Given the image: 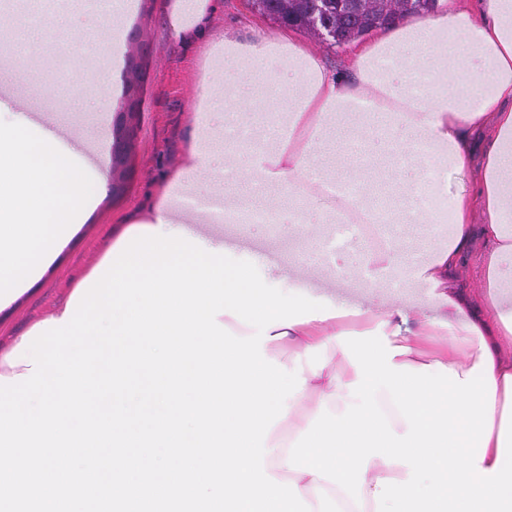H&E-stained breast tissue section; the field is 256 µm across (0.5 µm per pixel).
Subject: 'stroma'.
<instances>
[{
    "instance_id": "35a3bbf8",
    "label": "stroma",
    "mask_w": 512,
    "mask_h": 512,
    "mask_svg": "<svg viewBox=\"0 0 512 512\" xmlns=\"http://www.w3.org/2000/svg\"><path fill=\"white\" fill-rule=\"evenodd\" d=\"M209 37L176 41L170 31L172 0H137L124 25L121 64H112V0H41L33 12L18 11L17 20L49 25L57 39L95 24L93 37L73 44L76 67L53 72L55 83L69 92L73 109L61 121L80 139L93 142L108 167L106 185H98L95 170L85 172L89 192L101 202L85 224L57 249L40 278L9 307L0 310V350L9 349L56 307L63 305L76 284L99 265L110 249L113 230L146 218L157 202V188L183 164L189 144L198 133L193 102L209 71V52L215 35L230 32L248 42L259 34L276 35L282 28L259 13L250 0H214ZM224 179V158L214 154L211 171L193 181L189 209L205 208L216 223L224 217L212 208L215 188ZM289 221L277 228L257 225L264 243L290 255L298 276L288 278L269 268L248 249L234 259L253 263L269 285L289 291L313 268L330 265L336 252L327 239L307 243L293 236Z\"/></svg>"
}]
</instances>
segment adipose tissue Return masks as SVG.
<instances>
[{
	"mask_svg": "<svg viewBox=\"0 0 512 512\" xmlns=\"http://www.w3.org/2000/svg\"><path fill=\"white\" fill-rule=\"evenodd\" d=\"M210 0H174L173 36H201ZM227 112L253 114L244 139L224 141L225 159L246 161L224 183V221L255 210L296 233L350 216L360 224H444L430 259L409 266L423 237L402 235L365 256L367 292L344 312L269 329L304 357L306 383L288 399L297 435L270 432L265 470L295 482L312 512H512V0H488L485 15L453 5L381 32L350 51L348 73L326 69L292 36L214 41ZM277 61L291 78L267 68ZM284 128L272 136L271 124ZM488 146L474 188L447 210L423 209L447 166L464 167L472 133ZM379 140L378 155L365 151ZM211 145L193 141L164 187L147 227L180 229L174 186L210 165ZM357 194L328 192L337 178ZM82 168L60 139L29 117L0 130V309L40 277L61 241L94 210ZM489 244L479 286L464 297L453 273L474 232ZM408 267L430 302L385 289ZM447 332L443 343L431 331ZM334 348L337 366L309 364ZM317 395L311 415L299 400ZM427 485H420V475Z\"/></svg>",
	"mask_w": 512,
	"mask_h": 512,
	"instance_id": "1",
	"label": "adipose tissue"
}]
</instances>
